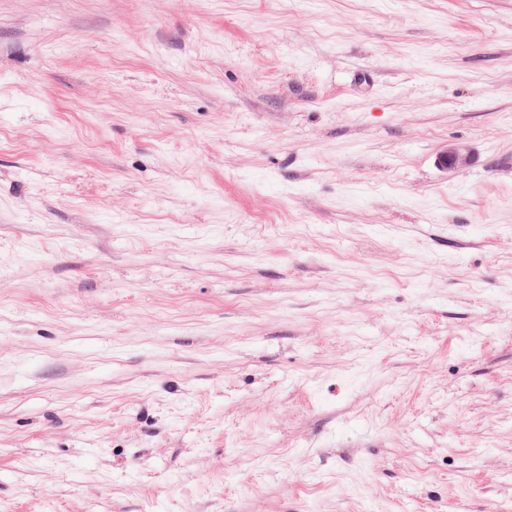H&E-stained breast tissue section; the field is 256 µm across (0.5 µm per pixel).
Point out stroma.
<instances>
[{
    "label": "stroma",
    "mask_w": 512,
    "mask_h": 512,
    "mask_svg": "<svg viewBox=\"0 0 512 512\" xmlns=\"http://www.w3.org/2000/svg\"><path fill=\"white\" fill-rule=\"evenodd\" d=\"M0 512H512V0H0ZM472 159L470 148L463 144H452L448 149L441 152L437 163L443 169L458 170L469 165Z\"/></svg>",
    "instance_id": "stroma-1"
}]
</instances>
